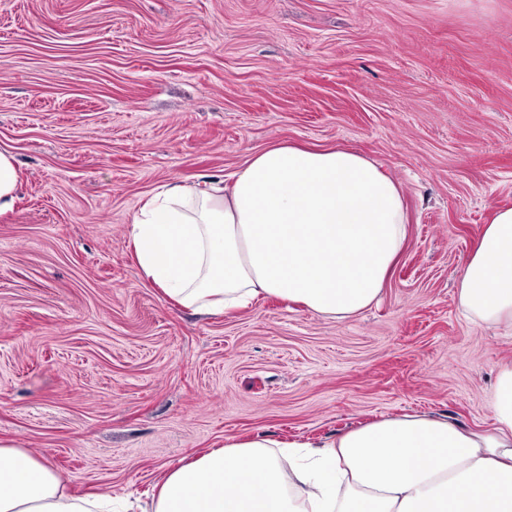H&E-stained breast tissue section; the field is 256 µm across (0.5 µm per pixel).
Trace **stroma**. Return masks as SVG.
Wrapping results in <instances>:
<instances>
[{
    "instance_id": "stroma-1",
    "label": "stroma",
    "mask_w": 512,
    "mask_h": 512,
    "mask_svg": "<svg viewBox=\"0 0 512 512\" xmlns=\"http://www.w3.org/2000/svg\"><path fill=\"white\" fill-rule=\"evenodd\" d=\"M273 144L353 149L403 191L407 240L354 318L203 314L138 265L149 198ZM0 151V444L68 492L146 501L259 434L492 427L512 334L466 318L456 283L512 207V0H0ZM17 186L18 173L13 157L0 152V215L13 210Z\"/></svg>"
}]
</instances>
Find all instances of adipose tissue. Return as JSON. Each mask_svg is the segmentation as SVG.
Instances as JSON below:
<instances>
[{
    "label": "adipose tissue",
    "instance_id": "obj_1",
    "mask_svg": "<svg viewBox=\"0 0 512 512\" xmlns=\"http://www.w3.org/2000/svg\"><path fill=\"white\" fill-rule=\"evenodd\" d=\"M407 236L402 191L347 149L274 144L236 173L152 197L133 219L144 274L178 304L216 313L276 296L339 319L369 306ZM463 312L512 330V208L497 210L458 280ZM495 425L412 414L328 443L226 441L170 470L153 512H512V363ZM67 495L49 461L0 445V512H114Z\"/></svg>",
    "mask_w": 512,
    "mask_h": 512
}]
</instances>
